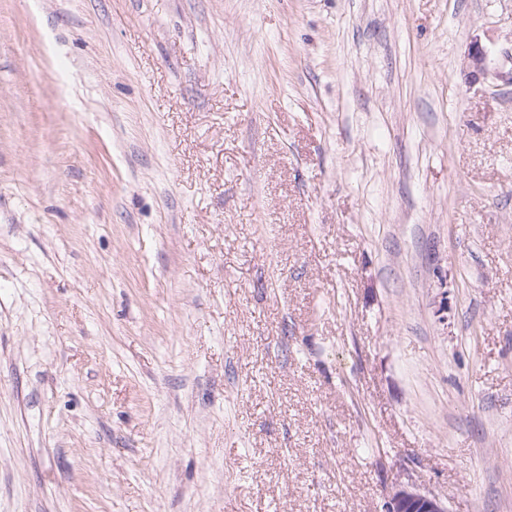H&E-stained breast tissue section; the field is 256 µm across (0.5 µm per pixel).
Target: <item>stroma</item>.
<instances>
[{
  "label": "stroma",
  "mask_w": 512,
  "mask_h": 512,
  "mask_svg": "<svg viewBox=\"0 0 512 512\" xmlns=\"http://www.w3.org/2000/svg\"><path fill=\"white\" fill-rule=\"evenodd\" d=\"M512 0H0V512H512ZM467 67L472 69V72L479 75H486L490 72V53L489 50L480 43H474L468 49ZM387 512H449L438 498L416 490L399 489L392 496Z\"/></svg>",
  "instance_id": "1"
}]
</instances>
